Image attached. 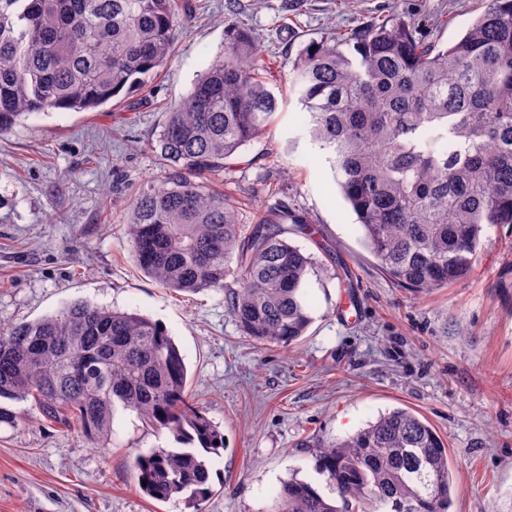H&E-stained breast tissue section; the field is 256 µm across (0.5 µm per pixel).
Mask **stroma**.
<instances>
[{
	"label": "stroma",
	"instance_id": "obj_1",
	"mask_svg": "<svg viewBox=\"0 0 512 512\" xmlns=\"http://www.w3.org/2000/svg\"><path fill=\"white\" fill-rule=\"evenodd\" d=\"M192 2L194 20L178 28L170 61L145 87L93 111L36 113L0 135V326L76 301L161 321L190 393L224 434L202 512H274L292 477L334 497L316 446L397 408L426 418L445 440L452 512H512V227H487L471 278L409 293L380 272L328 165L307 142L288 146L301 132L289 63L306 42L396 14L445 16L428 35L447 45L483 0ZM234 9L262 54L275 56L283 101L235 176L244 189L265 176L297 201L317 231L290 239L328 260L324 284L311 288L314 321L293 349L243 336L223 293L161 288L137 270L125 235L126 203L164 175L153 146L166 114L221 48ZM16 409L23 423L0 428V512H191L184 500L136 490L135 456L174 441L135 413L119 414L111 446L99 449L44 422L31 402Z\"/></svg>",
	"mask_w": 512,
	"mask_h": 512
}]
</instances>
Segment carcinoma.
Wrapping results in <instances>:
<instances>
[{
  "label": "carcinoma",
  "mask_w": 512,
  "mask_h": 512,
  "mask_svg": "<svg viewBox=\"0 0 512 512\" xmlns=\"http://www.w3.org/2000/svg\"><path fill=\"white\" fill-rule=\"evenodd\" d=\"M188 0H0V133L53 111L95 109L158 72ZM273 71L250 28L224 44L167 113L155 150L163 180L129 203L137 268L172 292L224 291L243 335L290 347L313 321L321 263L288 239L308 217L278 199L243 220L235 161L279 110ZM305 131L323 151L380 271L429 294L466 280L484 228L512 224V0L489 7L441 47L391 16L306 44L290 62ZM188 396L184 358L164 324L85 301L0 327V425L32 401L45 422L109 444L134 412L180 444L133 463L137 488L194 507L211 493L208 456L224 435ZM337 498L291 478L277 512H450L448 448L406 409L316 450Z\"/></svg>",
  "instance_id": "carcinoma-1"
}]
</instances>
